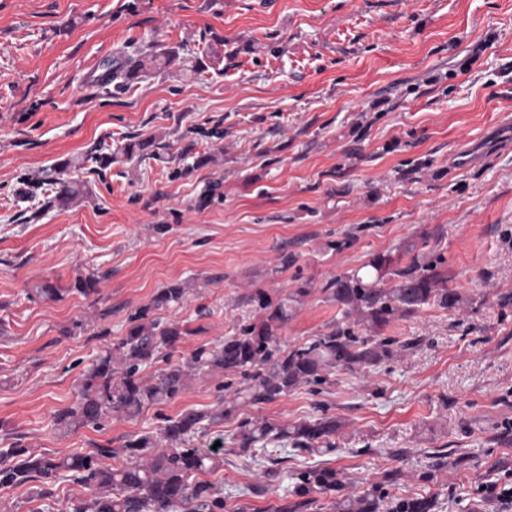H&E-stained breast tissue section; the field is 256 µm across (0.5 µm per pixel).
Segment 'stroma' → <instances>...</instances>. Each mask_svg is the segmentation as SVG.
<instances>
[{
  "mask_svg": "<svg viewBox=\"0 0 512 512\" xmlns=\"http://www.w3.org/2000/svg\"><path fill=\"white\" fill-rule=\"evenodd\" d=\"M152 43L179 59L86 91L87 66ZM133 135L166 143L163 158L113 164L103 183L71 170L89 193L65 209L20 196L21 179ZM188 144L208 162L173 177ZM211 184L220 197L202 203ZM430 252L465 304L379 331L416 348L316 393L239 400L200 436L225 439L210 479L228 505L273 512L287 472L319 465L352 495L396 469L398 495L465 512L512 472V304L499 302L512 293V0H0V444L63 458L214 408L225 377L200 374L103 428L54 424L129 314L169 283L186 288L158 312L188 329L177 362L258 321L247 298L259 291L288 301L280 345L308 342L344 319L322 291L331 277ZM90 273L97 294L69 292ZM46 280L61 299L30 300ZM324 414L340 423L332 450L292 455L275 478L231 442L244 418ZM438 452L460 465L422 481Z\"/></svg>",
  "mask_w": 512,
  "mask_h": 512,
  "instance_id": "35a3bbf8",
  "label": "stroma"
}]
</instances>
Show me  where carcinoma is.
Masks as SVG:
<instances>
[{
	"label": "carcinoma",
	"instance_id": "obj_1",
	"mask_svg": "<svg viewBox=\"0 0 512 512\" xmlns=\"http://www.w3.org/2000/svg\"><path fill=\"white\" fill-rule=\"evenodd\" d=\"M179 58V49L164 48L158 52L140 50L120 62L104 63L102 87L122 88L139 79L147 62L166 65ZM167 145L152 139H128L118 148L128 161L141 162L159 155ZM116 155L112 147L99 145L87 154L91 163L88 174L106 182ZM71 161H63L44 171L38 180L43 186L41 211L64 208L76 202L83 193L80 183L66 177ZM390 255H376L368 263L374 272L369 281L355 272L337 275L326 282L323 292L343 309L344 316L356 317V325L373 332L360 336L350 327L336 325L329 332L302 345L284 349L277 331L288 320V300L276 304L263 292L248 298L249 303L266 312L258 323L241 326L236 333L216 346L198 347L183 361L170 363L171 354H163L188 334L179 322H164L153 317V311L178 304L185 287L173 282L157 290L150 302L128 317L124 338L107 348L86 375L80 399L62 408L54 416L59 428L91 426L99 428L113 412L135 415L144 407L171 401L183 391L186 380L205 372L239 375L248 382L250 401L264 404L302 385L321 386L336 370L355 372L376 367L394 356L397 341L374 335L395 317H408L427 304L445 310H456L463 297L447 286V278L438 266L442 260L414 258L404 267L393 266ZM394 282L380 288L384 278ZM99 279L88 274L80 276L68 291L89 297L98 292ZM169 363L158 375L147 380L144 369L158 359ZM221 407L212 412L188 410L175 417L164 418L159 432L133 434L118 448L98 445L84 453L58 459L38 455L21 441L0 448V487L28 485L33 497L49 500L54 496L57 481L69 472L87 494L75 499L70 512H224V489L202 479L224 467L221 449L198 448L194 437L204 429L230 416L236 409L230 398L220 400ZM336 418L324 416L302 421L291 427L244 419L234 436L238 448H267L277 444L274 452H313L330 448L336 433ZM462 459H451L448 453L434 456L431 469L421 480L431 482L436 472L458 466ZM399 473L385 474L379 482L358 497L333 500L337 512H379L389 504L388 512H434L431 497H400L389 493L386 486L396 485ZM288 500L275 512H304L316 502L315 495L333 496L344 487L341 471L329 466H307L292 471Z\"/></svg>",
	"mask_w": 512,
	"mask_h": 512
}]
</instances>
